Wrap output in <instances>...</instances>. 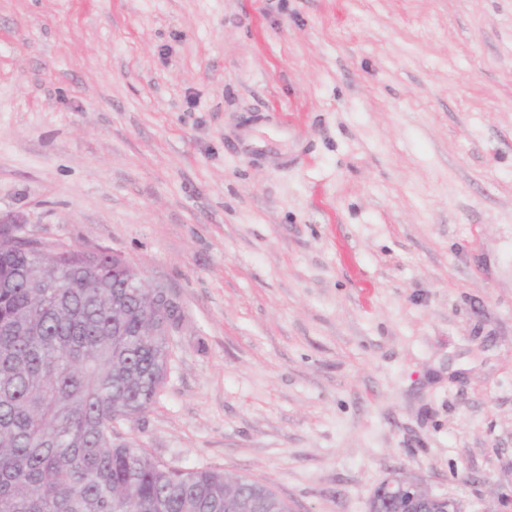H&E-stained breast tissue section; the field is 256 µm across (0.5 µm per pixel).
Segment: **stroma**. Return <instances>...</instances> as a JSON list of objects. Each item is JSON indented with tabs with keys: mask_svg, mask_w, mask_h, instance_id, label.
I'll list each match as a JSON object with an SVG mask.
<instances>
[{
	"mask_svg": "<svg viewBox=\"0 0 512 512\" xmlns=\"http://www.w3.org/2000/svg\"><path fill=\"white\" fill-rule=\"evenodd\" d=\"M0 213L180 299L157 460L512 512V0H0ZM375 504H368L369 510L383 512L379 501L401 506L395 512H461L460 504L448 496L433 494L425 485L412 477L395 472L383 480L374 492Z\"/></svg>",
	"mask_w": 512,
	"mask_h": 512,
	"instance_id": "35a3bbf8",
	"label": "stroma"
}]
</instances>
